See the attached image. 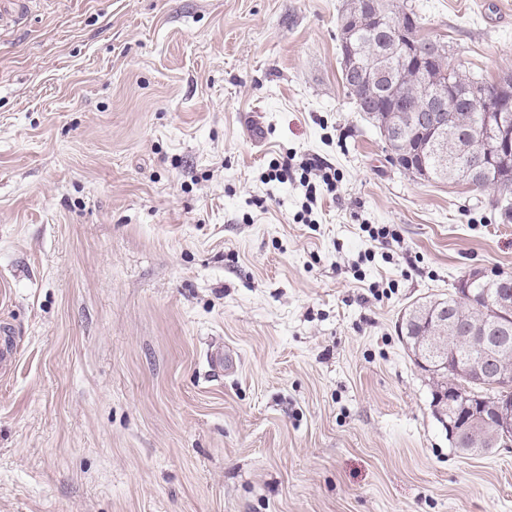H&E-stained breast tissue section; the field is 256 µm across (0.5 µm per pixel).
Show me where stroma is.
I'll use <instances>...</instances> for the list:
<instances>
[{"label":"stroma","instance_id":"obj_1","mask_svg":"<svg viewBox=\"0 0 512 512\" xmlns=\"http://www.w3.org/2000/svg\"><path fill=\"white\" fill-rule=\"evenodd\" d=\"M403 2L452 66L512 73V0ZM345 7L0 16V512H512V447H452L397 328L469 268L512 273V224L389 162ZM289 154L341 174L309 224L298 177H267Z\"/></svg>","mask_w":512,"mask_h":512}]
</instances>
